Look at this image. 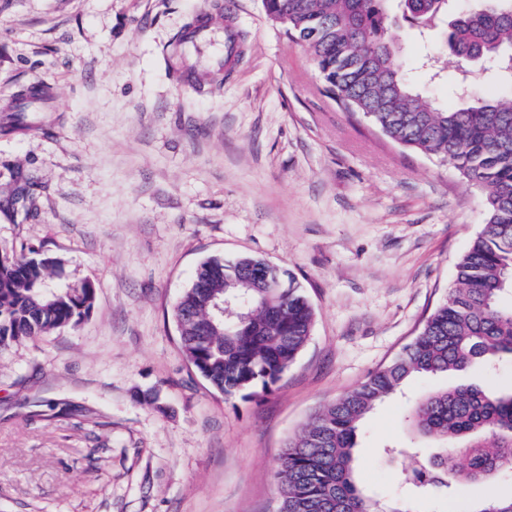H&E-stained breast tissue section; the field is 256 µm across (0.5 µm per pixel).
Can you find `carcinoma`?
<instances>
[{
  "mask_svg": "<svg viewBox=\"0 0 512 512\" xmlns=\"http://www.w3.org/2000/svg\"><path fill=\"white\" fill-rule=\"evenodd\" d=\"M388 0H263L288 19L286 33L321 60L325 90L390 141L453 165L482 190L485 223L456 266V285L417 335L386 366L320 407L284 445L276 512H409L368 495L355 477L362 420L422 377L444 384L413 405L408 424L441 449L398 451L401 483L448 496L458 484L512 471V394L478 384L448 385L476 363L512 356V0H395L421 37L446 24L441 48L455 63L456 106L441 108L407 80ZM505 89L477 97L474 86ZM13 204L35 210L32 187ZM59 257L19 253L0 262V352L25 338L78 324L93 308L91 281L58 283ZM224 301V320L213 302ZM188 362L226 397L268 394L304 350L315 310L290 272L262 259L211 258L195 270L173 311ZM461 450L465 463L455 461ZM474 512H512V497Z\"/></svg>",
  "mask_w": 512,
  "mask_h": 512,
  "instance_id": "1",
  "label": "carcinoma"
}]
</instances>
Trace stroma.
<instances>
[{
	"label": "stroma",
	"instance_id": "obj_1",
	"mask_svg": "<svg viewBox=\"0 0 512 512\" xmlns=\"http://www.w3.org/2000/svg\"><path fill=\"white\" fill-rule=\"evenodd\" d=\"M237 54L215 86L200 15ZM399 56L436 104L426 48ZM48 86L46 100L21 90ZM33 213L13 209L23 181ZM485 222L482 192L324 91L305 45L261 0H0V255H57L92 280L79 325L0 355V512H276L281 449L315 409L388 364L446 297ZM249 255L287 269L316 319L271 393L225 398L172 319L197 265ZM410 381L359 428L361 488L417 512H468L512 475L443 500L405 494L385 447L414 439Z\"/></svg>",
	"mask_w": 512,
	"mask_h": 512
}]
</instances>
